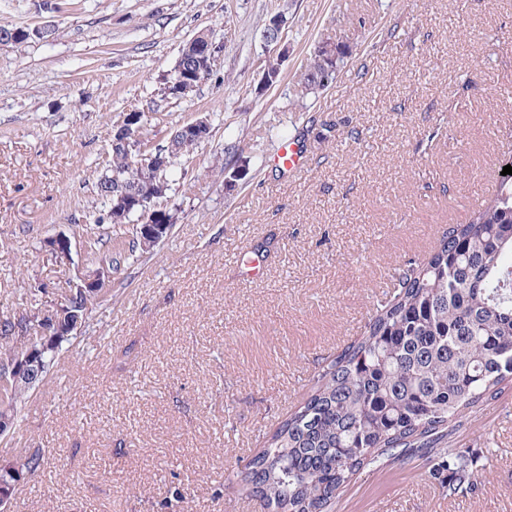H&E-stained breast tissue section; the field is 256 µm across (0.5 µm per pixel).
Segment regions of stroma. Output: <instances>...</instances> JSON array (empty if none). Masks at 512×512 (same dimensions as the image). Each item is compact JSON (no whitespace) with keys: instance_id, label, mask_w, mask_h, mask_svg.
<instances>
[{"instance_id":"stroma-1","label":"stroma","mask_w":512,"mask_h":512,"mask_svg":"<svg viewBox=\"0 0 512 512\" xmlns=\"http://www.w3.org/2000/svg\"><path fill=\"white\" fill-rule=\"evenodd\" d=\"M285 17L284 49L263 21ZM56 35L0 47V315L28 288L92 269L84 224L112 125L147 117L141 145L208 117L162 202L168 236L136 252L64 354L28 393L0 465L42 449L64 481L21 484L11 512H265L230 481L304 399L318 361L354 340L394 268L488 196L512 128V0H0V23ZM221 46L188 98L162 79L199 33ZM353 54L299 98L313 49ZM277 59L279 77L260 88ZM360 133L351 140L348 130ZM298 138L302 172L273 157ZM248 160L234 186L228 148ZM64 235L72 261L45 244ZM483 450L478 498L449 499L423 460L361 472L335 512H512V384L448 438Z\"/></svg>"}]
</instances>
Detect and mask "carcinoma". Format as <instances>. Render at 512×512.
I'll return each instance as SVG.
<instances>
[{"label":"carcinoma","instance_id":"cac0c4a2","mask_svg":"<svg viewBox=\"0 0 512 512\" xmlns=\"http://www.w3.org/2000/svg\"><path fill=\"white\" fill-rule=\"evenodd\" d=\"M352 49L334 43L315 48L299 95L316 93L324 70L343 67ZM193 54L183 52L164 78L174 98L193 94L202 82ZM178 161L166 170L110 147L98 195L111 224L163 222L130 204L144 189L165 196ZM142 248L88 238L92 260L117 271L126 253ZM98 298L63 291L59 305L70 315L91 313ZM38 322L34 311L0 317V378L10 379L27 357L53 374L71 336H38L15 330L13 320ZM512 379V175L498 176L494 193L465 224L442 231L429 256L394 269L356 339L314 372L301 405L265 437L263 449L236 473L235 482L267 512H331L340 491L366 467L419 455L448 496L478 490L482 457L445 446L466 410L496 398ZM31 387L0 388V417H18ZM38 449L0 466V499L12 502L19 485L47 473Z\"/></svg>","mask_w":512,"mask_h":512}]
</instances>
